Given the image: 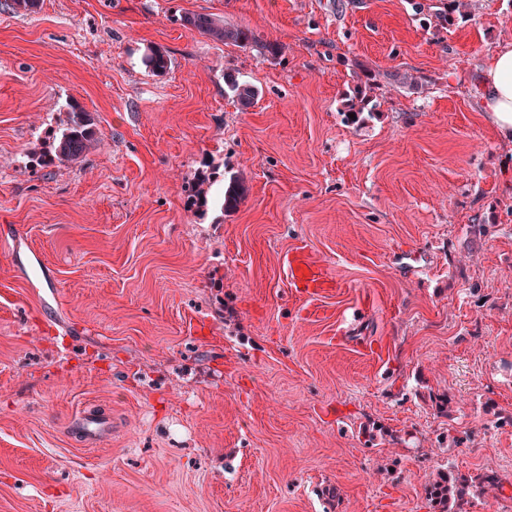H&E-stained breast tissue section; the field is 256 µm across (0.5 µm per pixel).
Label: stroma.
Segmentation results:
<instances>
[{"label":"stroma","instance_id":"1","mask_svg":"<svg viewBox=\"0 0 512 512\" xmlns=\"http://www.w3.org/2000/svg\"><path fill=\"white\" fill-rule=\"evenodd\" d=\"M420 3L449 5L0 0V512H432L450 445L463 480L500 461L470 512L512 502V145L475 85L512 0L446 28ZM72 102L84 161L44 165ZM297 248L337 288L296 293ZM86 409L112 423L92 446ZM185 22L213 41L224 42V44L230 41L240 47L257 46L260 48L259 52L264 58L274 57L279 51L277 44L258 41L255 34L248 29L229 28L225 26L223 19L207 15L192 16L187 17Z\"/></svg>","mask_w":512,"mask_h":512}]
</instances>
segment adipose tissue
Here are the masks:
<instances>
[{"instance_id":"ef3b65f1","label":"adipose tissue","mask_w":512,"mask_h":512,"mask_svg":"<svg viewBox=\"0 0 512 512\" xmlns=\"http://www.w3.org/2000/svg\"><path fill=\"white\" fill-rule=\"evenodd\" d=\"M480 103L487 121L512 142V41L499 44L481 71Z\"/></svg>"}]
</instances>
